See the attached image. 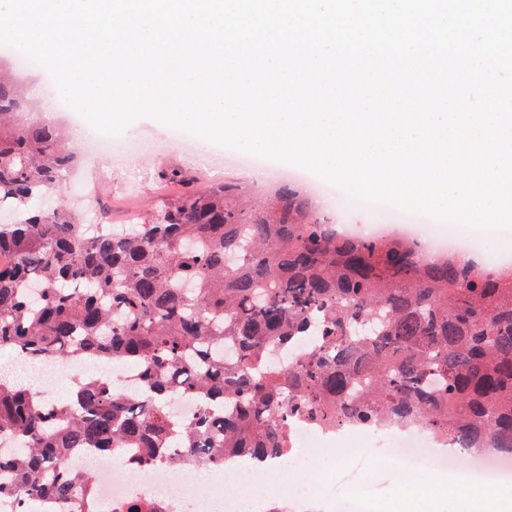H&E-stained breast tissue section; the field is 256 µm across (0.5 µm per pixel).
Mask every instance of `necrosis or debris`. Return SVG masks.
<instances>
[{"label": "necrosis or debris", "instance_id": "necrosis-or-debris-1", "mask_svg": "<svg viewBox=\"0 0 512 512\" xmlns=\"http://www.w3.org/2000/svg\"><path fill=\"white\" fill-rule=\"evenodd\" d=\"M374 436L384 442L386 456L410 462L418 473H454L467 484H511L512 455L492 449L463 451L447 436L429 433L412 423H397L378 416L370 424L345 422L328 428L299 418L289 434L288 460L300 464L322 441ZM352 466L332 472L328 480L346 489L342 504L329 501L321 486L304 494L293 492L283 498V512H371V506L386 489V481L369 479L374 451L356 448ZM77 472L93 476L92 493L106 512H126L133 503L147 504L150 512H257L259 505L251 487L265 486L269 479L287 481L283 470H270L263 461L238 454L225 464L208 469L198 477L187 466L172 468L148 463L129 467L123 451L103 453L80 449L69 458Z\"/></svg>", "mask_w": 512, "mask_h": 512}]
</instances>
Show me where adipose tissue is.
I'll return each instance as SVG.
<instances>
[{"mask_svg": "<svg viewBox=\"0 0 512 512\" xmlns=\"http://www.w3.org/2000/svg\"><path fill=\"white\" fill-rule=\"evenodd\" d=\"M442 500L462 504L464 512H503L504 507L498 487L473 488L441 473L433 476L422 492L402 488L391 503V512H435Z\"/></svg>", "mask_w": 512, "mask_h": 512, "instance_id": "1", "label": "adipose tissue"}]
</instances>
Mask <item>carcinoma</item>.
<instances>
[{
	"instance_id": "carcinoma-1",
	"label": "carcinoma",
	"mask_w": 512,
	"mask_h": 512,
	"mask_svg": "<svg viewBox=\"0 0 512 512\" xmlns=\"http://www.w3.org/2000/svg\"><path fill=\"white\" fill-rule=\"evenodd\" d=\"M30 111L0 76V350L34 359L89 357L140 368L143 391L75 379L65 403L0 379V436L27 448L0 456V496L68 503L91 483L74 448H125L138 461L199 467L237 453L288 457L291 422L379 415L411 420L464 445L492 438L512 452V277L430 261L409 242L336 232L300 191L244 200L240 184L185 191L148 224L90 237L62 192L76 161L65 128ZM40 294H27L30 282ZM385 311L370 340L359 328ZM311 336L293 365L274 351ZM371 380V396L348 401ZM179 386L201 402L194 422L165 408Z\"/></svg>"
}]
</instances>
